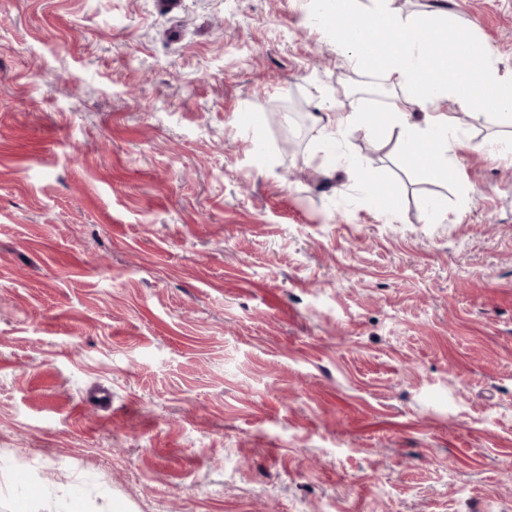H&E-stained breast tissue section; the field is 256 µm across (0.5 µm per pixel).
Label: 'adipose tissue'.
I'll use <instances>...</instances> for the list:
<instances>
[{"mask_svg": "<svg viewBox=\"0 0 512 512\" xmlns=\"http://www.w3.org/2000/svg\"><path fill=\"white\" fill-rule=\"evenodd\" d=\"M392 0H311V12L328 39L346 52L354 72L380 78L392 88L383 118L363 109L336 112L325 127V141L335 145L347 128L362 126L369 133L388 127L398 132V159L419 166L428 178L448 173V163L461 142L455 119L441 105L454 101L469 109L473 96L467 85L477 83L494 95L496 112L512 115V73L501 72L489 48L460 31L450 14L427 26L421 20L400 17ZM381 25L393 33L391 43L364 45L354 29L361 23ZM433 28L448 37V53L413 40L415 32ZM478 58L474 68L452 69L449 57Z\"/></svg>", "mask_w": 512, "mask_h": 512, "instance_id": "ef3b65f1", "label": "adipose tissue"}]
</instances>
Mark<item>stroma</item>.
Listing matches in <instances>:
<instances>
[{"label": "stroma", "mask_w": 512, "mask_h": 512, "mask_svg": "<svg viewBox=\"0 0 512 512\" xmlns=\"http://www.w3.org/2000/svg\"><path fill=\"white\" fill-rule=\"evenodd\" d=\"M158 2L0 0V512H512V124L327 156L307 0ZM392 6L512 71V0Z\"/></svg>", "instance_id": "stroma-1"}]
</instances>
